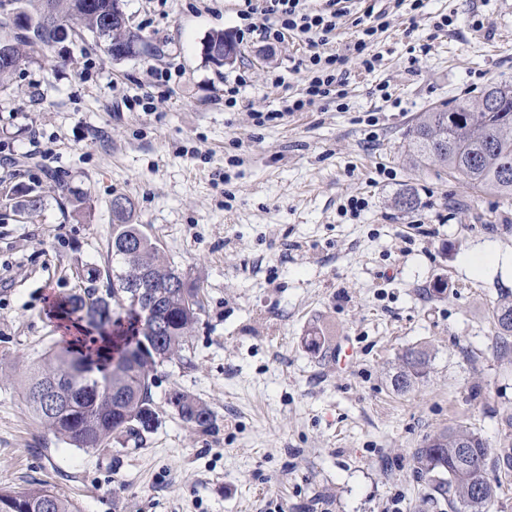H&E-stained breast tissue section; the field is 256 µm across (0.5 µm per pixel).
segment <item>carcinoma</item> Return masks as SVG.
I'll return each instance as SVG.
<instances>
[{"label": "carcinoma", "instance_id": "carcinoma-1", "mask_svg": "<svg viewBox=\"0 0 512 512\" xmlns=\"http://www.w3.org/2000/svg\"><path fill=\"white\" fill-rule=\"evenodd\" d=\"M19 16L32 26V36L17 33L16 20L0 17V48L12 52V61L0 63V83L22 62L33 56L46 57L56 46L54 37L43 31L46 17L75 35L86 30L104 43L107 53L112 45H123L143 54L148 45L134 29L120 21L119 0H15ZM405 150L417 167L445 169L448 176L474 190L512 198V79L501 80L474 98L456 100L421 112L405 137ZM8 194L21 198L23 209L36 211L44 198L27 189L11 188ZM126 206H110L112 215V256L120 263L112 273L105 292L89 288L60 304L61 311L80 317L112 336L110 346L75 352L67 348L51 350L45 360L34 364L25 394L50 376L75 370L84 359L95 355L109 366V376L88 375L78 381L77 389L66 387L72 401L71 411L60 414L28 401L35 419L49 428L63 443L84 451L96 450L111 438L128 435L137 439L154 430L158 421L153 406L152 386L158 368L182 356L191 332L203 311L200 285L188 279L160 255L157 243L144 226L133 222L134 204L118 194ZM402 211L418 205L416 192L406 188L395 198ZM133 246L126 249L125 243ZM145 273L153 287L159 312L166 321L163 334L155 335L147 325L141 303L135 300L125 282ZM492 317L497 337L507 347L512 343V292L496 299ZM308 350L321 354L328 341L313 327L304 337ZM430 355L424 347H413L400 357L393 387L406 392L425 378ZM180 418L205 428L211 421L210 409L201 401L179 395ZM415 472L428 481L442 499L448 512H491L502 485L489 484L483 493L474 490V473L493 465L512 474V443L490 457L487 443L464 425L445 428L429 436L413 454ZM10 500L14 512H78L77 505L58 496L47 486L0 489V502Z\"/></svg>", "mask_w": 512, "mask_h": 512}]
</instances>
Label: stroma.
<instances>
[{"label": "stroma", "mask_w": 512, "mask_h": 512, "mask_svg": "<svg viewBox=\"0 0 512 512\" xmlns=\"http://www.w3.org/2000/svg\"><path fill=\"white\" fill-rule=\"evenodd\" d=\"M121 4L148 53L115 60L65 41L0 88V189L44 197L31 213L0 198V488L45 485L80 512H448L416 478L415 449L457 423L493 451L512 441V350L492 322L512 290V199L413 167L404 138L419 112L512 78V0H404L373 44L381 65L345 64L343 104L281 118L306 43L254 35L218 67L202 45L236 35L237 0ZM170 64L180 77L157 84ZM239 75L229 110L224 84ZM56 171L88 197L82 216L59 204ZM407 187L419 203L402 211ZM116 193L205 307L183 359L157 372L154 431L86 452L34 419L23 385L50 347L95 335L68 330L52 304L107 288ZM439 280L447 290L425 295ZM314 325L329 354L305 348ZM415 346L428 374L397 393ZM177 392L211 409L207 428L180 418Z\"/></svg>", "instance_id": "stroma-1"}]
</instances>
